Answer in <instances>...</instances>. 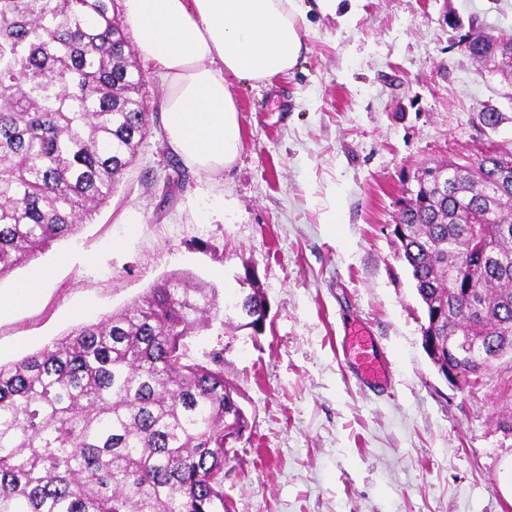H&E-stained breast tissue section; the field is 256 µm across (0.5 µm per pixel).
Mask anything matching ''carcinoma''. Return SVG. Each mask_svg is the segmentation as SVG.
Listing matches in <instances>:
<instances>
[{
	"mask_svg": "<svg viewBox=\"0 0 512 512\" xmlns=\"http://www.w3.org/2000/svg\"><path fill=\"white\" fill-rule=\"evenodd\" d=\"M459 43L497 56L477 22ZM145 74L113 0H0V278L93 220L152 135ZM400 200L397 255L423 306L433 366L481 384L512 355V149L423 169ZM488 250L475 249L471 225ZM260 321L256 292L171 274L132 304L0 364V512H228L224 429L248 422L224 350L187 339L226 311ZM459 336L481 354L463 357Z\"/></svg>",
	"mask_w": 512,
	"mask_h": 512,
	"instance_id": "carcinoma-1",
	"label": "carcinoma"
}]
</instances>
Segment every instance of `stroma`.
Listing matches in <instances>:
<instances>
[{
    "label": "stroma",
    "instance_id": "1",
    "mask_svg": "<svg viewBox=\"0 0 512 512\" xmlns=\"http://www.w3.org/2000/svg\"><path fill=\"white\" fill-rule=\"evenodd\" d=\"M310 27L288 72L229 78L242 148L219 175L186 169L154 126L112 198L75 235L0 279L52 265L38 301L0 319V363L138 299L174 273L240 294L255 266L264 334L221 326L194 358L224 348V376L249 428L224 467L229 512H512L497 422L512 396L496 375L472 389L441 377L421 344L422 305L390 236L399 201L430 162L512 147V61L477 63L459 43L478 19L512 39V0H340ZM502 112L481 127L485 103ZM335 212V223L325 221ZM391 362L392 391L357 381L353 324Z\"/></svg>",
    "mask_w": 512,
    "mask_h": 512
}]
</instances>
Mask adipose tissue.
<instances>
[{
	"label": "adipose tissue",
	"instance_id": "1",
	"mask_svg": "<svg viewBox=\"0 0 512 512\" xmlns=\"http://www.w3.org/2000/svg\"><path fill=\"white\" fill-rule=\"evenodd\" d=\"M138 55L161 80L170 148L219 173L241 147L229 78L263 83L295 66L308 20L298 0H120Z\"/></svg>",
	"mask_w": 512,
	"mask_h": 512
}]
</instances>
